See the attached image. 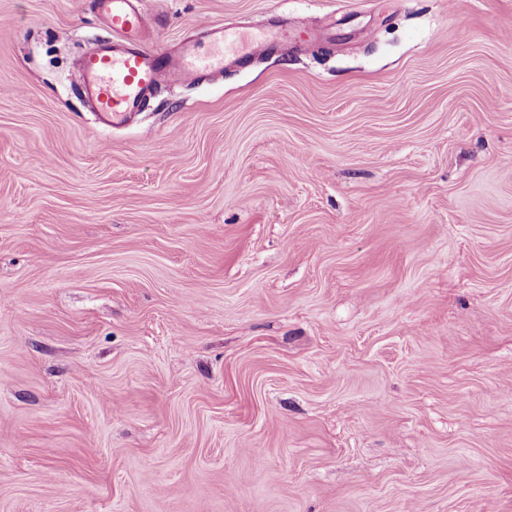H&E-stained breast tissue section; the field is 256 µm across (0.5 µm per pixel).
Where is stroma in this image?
Wrapping results in <instances>:
<instances>
[{"label":"stroma","instance_id":"1","mask_svg":"<svg viewBox=\"0 0 512 512\" xmlns=\"http://www.w3.org/2000/svg\"><path fill=\"white\" fill-rule=\"evenodd\" d=\"M142 9L291 34L113 128L0 0V512H512V0Z\"/></svg>","mask_w":512,"mask_h":512}]
</instances>
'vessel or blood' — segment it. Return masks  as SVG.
Returning a JSON list of instances; mask_svg holds the SVG:
<instances>
[{"label":"vessel or blood","instance_id":"b4317fda","mask_svg":"<svg viewBox=\"0 0 512 512\" xmlns=\"http://www.w3.org/2000/svg\"><path fill=\"white\" fill-rule=\"evenodd\" d=\"M114 41L82 61V82L95 112L107 126L122 124L140 111L157 89L192 82L225 67L246 63L257 51L287 38L284 30L229 28L206 24V47L183 42L166 52L147 50L143 42L145 15L139 0H97Z\"/></svg>","mask_w":512,"mask_h":512}]
</instances>
